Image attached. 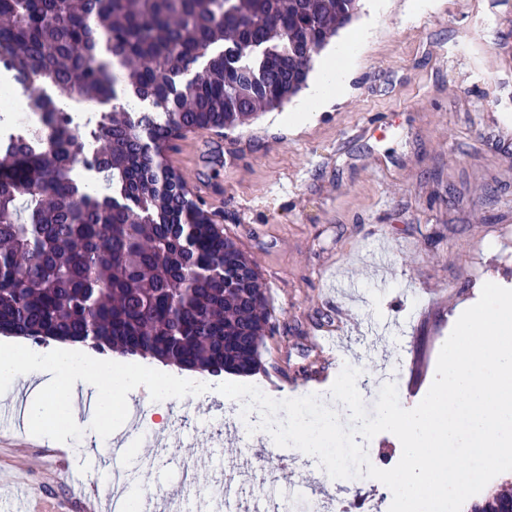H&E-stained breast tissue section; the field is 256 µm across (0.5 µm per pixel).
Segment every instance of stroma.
Returning <instances> with one entry per match:
<instances>
[{"mask_svg": "<svg viewBox=\"0 0 512 512\" xmlns=\"http://www.w3.org/2000/svg\"><path fill=\"white\" fill-rule=\"evenodd\" d=\"M370 17L361 0L340 37L363 33L350 92L295 127L283 108L245 126L196 130L174 140L170 168L201 186L213 221L255 259L271 319L260 347L264 370L250 384L271 398L328 393L344 365L359 368L360 394L374 406L379 381L399 403L423 399L457 314L476 303L487 279L512 289V0H387ZM207 392L153 402L145 387L128 395L143 423L116 437L133 445L123 466L130 488L177 485L188 443L209 463L202 482L230 484L231 512H248L257 478L280 490L330 496L335 505L370 500L389 512L392 493L370 478L326 488L321 469L300 466L295 448L248 433L240 412L203 376ZM190 412H183L184 403ZM224 425L213 444L200 425ZM170 446L147 447L150 424ZM64 443L65 459L89 495L105 492L109 470L89 430ZM249 467L236 470L244 437ZM0 446V468L19 475L37 500L66 502L40 449Z\"/></svg>", "mask_w": 512, "mask_h": 512, "instance_id": "35a3bbf8", "label": "stroma"}]
</instances>
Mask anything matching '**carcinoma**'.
Returning a JSON list of instances; mask_svg holds the SVG:
<instances>
[{"label":"carcinoma","instance_id":"carcinoma-1","mask_svg":"<svg viewBox=\"0 0 512 512\" xmlns=\"http://www.w3.org/2000/svg\"><path fill=\"white\" fill-rule=\"evenodd\" d=\"M358 7L0 0V73L49 114L41 151L0 145V333L213 376L255 371L271 315L256 264L173 172L160 188L158 170L175 133L232 129L295 96ZM70 97L96 113L82 135ZM81 162L107 191L74 178ZM511 507L503 490L468 512Z\"/></svg>","mask_w":512,"mask_h":512}]
</instances>
